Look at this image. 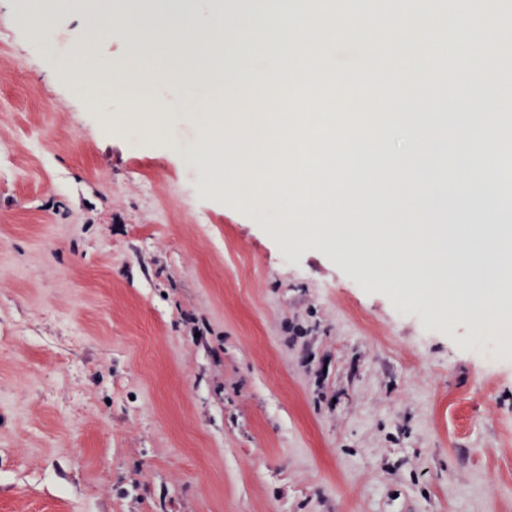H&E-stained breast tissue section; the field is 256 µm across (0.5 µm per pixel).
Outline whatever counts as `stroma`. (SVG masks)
<instances>
[{
    "mask_svg": "<svg viewBox=\"0 0 512 512\" xmlns=\"http://www.w3.org/2000/svg\"><path fill=\"white\" fill-rule=\"evenodd\" d=\"M0 0V512H512V335L286 245Z\"/></svg>",
    "mask_w": 512,
    "mask_h": 512,
    "instance_id": "obj_1",
    "label": "stroma"
}]
</instances>
